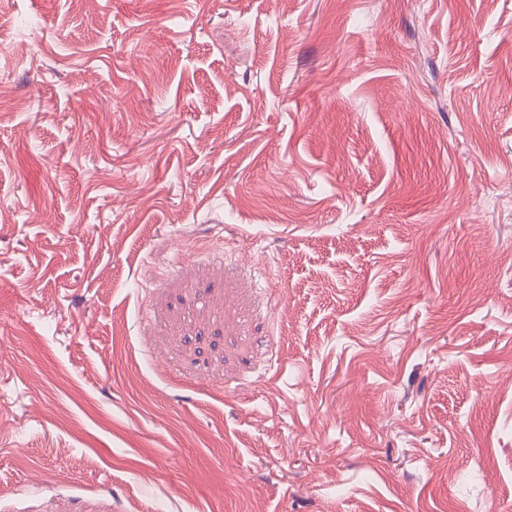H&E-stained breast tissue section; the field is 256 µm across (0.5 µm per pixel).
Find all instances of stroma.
<instances>
[{
    "instance_id": "1",
    "label": "stroma",
    "mask_w": 512,
    "mask_h": 512,
    "mask_svg": "<svg viewBox=\"0 0 512 512\" xmlns=\"http://www.w3.org/2000/svg\"><path fill=\"white\" fill-rule=\"evenodd\" d=\"M0 512H512V0H0Z\"/></svg>"
}]
</instances>
